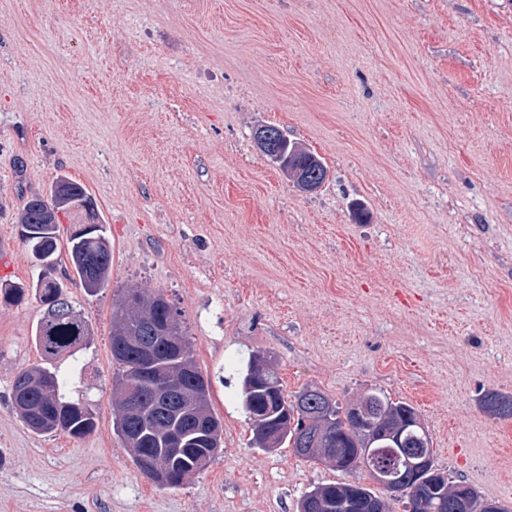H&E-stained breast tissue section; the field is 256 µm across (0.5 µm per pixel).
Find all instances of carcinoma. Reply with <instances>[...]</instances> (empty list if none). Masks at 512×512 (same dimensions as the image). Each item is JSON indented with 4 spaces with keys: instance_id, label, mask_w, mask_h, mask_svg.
<instances>
[{
    "instance_id": "obj_1",
    "label": "carcinoma",
    "mask_w": 512,
    "mask_h": 512,
    "mask_svg": "<svg viewBox=\"0 0 512 512\" xmlns=\"http://www.w3.org/2000/svg\"><path fill=\"white\" fill-rule=\"evenodd\" d=\"M288 154L294 160H303L308 175L326 174L321 160L313 158L306 149L295 142L288 143ZM90 196L78 183L61 177L52 185L48 194H33L27 198L18 213L17 223L31 225L34 233L24 239L35 260L57 261L61 243L58 234L59 214L81 208L90 216L95 209L87 208ZM66 252L71 273L65 274L72 285L88 294L109 287L112 280V245L106 225L98 221L91 229H83L70 235ZM36 298L45 307L34 334L36 346L41 352V362L32 364L18 373L12 384V404L23 423L30 430L41 434L67 433L79 439L92 434L97 428L95 415L79 403L68 401L60 393V383L55 372L47 364L64 356H72L88 342L90 330L80 311L64 298L63 285L56 278L41 277L30 285ZM137 297L133 305L126 303L128 295ZM165 298L161 292L126 291L112 304V335H143L145 327L156 316V302ZM259 352L249 354L242 369L240 405L249 420L259 413L265 414L270 429L275 430L283 417H288L292 427L279 435L277 447L292 448L293 453L306 461L317 460L315 455H305L297 440L299 434L321 427L322 410L330 414L331 425L325 437L328 464L339 472L350 474L366 467L361 458L363 449L376 448L380 461L391 463L385 448L391 441L384 438L390 428L402 424L405 416L417 415L415 408L402 400H394L382 390L371 389L362 393L355 402L342 407L321 390L305 388L294 399L284 395L277 373L269 376L265 385L256 383V363ZM150 379L140 378L138 389L148 407L146 422L121 421L115 425L121 438L127 433L138 436V445L132 448V457L139 470L153 459L168 463L175 481L171 487L181 485V479L205 469L199 459L206 455L209 445L198 421L184 420L178 429L184 437V445L176 456L169 454L157 422L168 419V405L155 401L149 393ZM480 407L498 419H512V396L495 390L487 391L481 398ZM313 497V512H389L388 502L372 488L355 481L318 484L306 493ZM407 502L415 503V512H450L448 507L462 504L467 512H512V507L498 501L483 498L479 491L465 479H451L447 474L430 465L421 482V494L407 496Z\"/></svg>"
}]
</instances>
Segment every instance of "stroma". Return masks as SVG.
<instances>
[{"label": "stroma", "mask_w": 512, "mask_h": 512, "mask_svg": "<svg viewBox=\"0 0 512 512\" xmlns=\"http://www.w3.org/2000/svg\"><path fill=\"white\" fill-rule=\"evenodd\" d=\"M272 125L328 177L302 193L257 148ZM85 187L112 282L67 299L89 343L54 368L95 415L83 439L28 429L11 401L44 307L5 285L39 269L24 200ZM365 212L355 221L353 207ZM0 512H296L341 480L251 444L239 358L287 396L411 404L434 461L512 504V0H0ZM163 290L211 381L223 448L175 489L114 426L120 290ZM480 407L498 419H512V396L488 390L481 398Z\"/></svg>", "instance_id": "35a3bbf8"}]
</instances>
